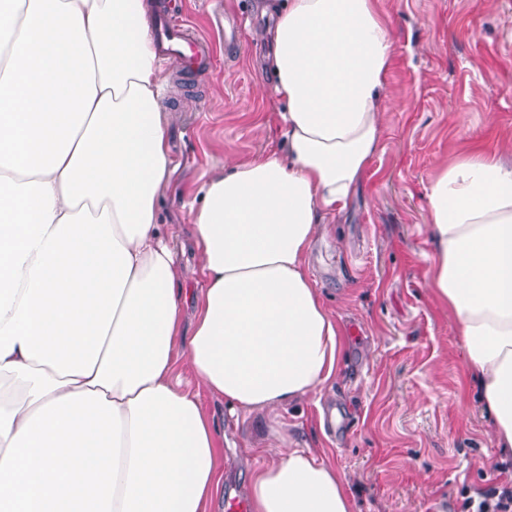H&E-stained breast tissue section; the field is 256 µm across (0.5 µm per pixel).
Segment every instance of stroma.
Listing matches in <instances>:
<instances>
[{"label": "stroma", "mask_w": 512, "mask_h": 512, "mask_svg": "<svg viewBox=\"0 0 512 512\" xmlns=\"http://www.w3.org/2000/svg\"><path fill=\"white\" fill-rule=\"evenodd\" d=\"M214 47L193 72L163 61V105L177 163L159 201L187 298L202 282L190 206L226 157L280 147L273 76L255 33L262 0H171ZM397 50L385 87L381 147L346 218L314 241L307 272L343 336L340 369L319 398L275 413L230 417L223 399L176 372L221 432L224 493L247 497L248 472L279 437L310 448L348 481L356 512H460L494 481L512 482L464 369L457 321L427 286L432 244L426 187L470 148L512 147V0H378ZM242 21L233 45L224 18Z\"/></svg>", "instance_id": "obj_1"}]
</instances>
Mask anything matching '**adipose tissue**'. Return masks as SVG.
Returning a JSON list of instances; mask_svg holds the SVG:
<instances>
[{"mask_svg":"<svg viewBox=\"0 0 512 512\" xmlns=\"http://www.w3.org/2000/svg\"><path fill=\"white\" fill-rule=\"evenodd\" d=\"M262 36L286 150L200 187L186 334L145 0H0V512H213L218 429L175 377L179 336L233 414L337 374L342 337L305 258L379 150L396 39L377 0H287ZM426 198L429 286L512 456V151L440 164ZM248 489L250 512L355 507L308 448L254 465Z\"/></svg>","mask_w":512,"mask_h":512,"instance_id":"1","label":"adipose tissue"}]
</instances>
